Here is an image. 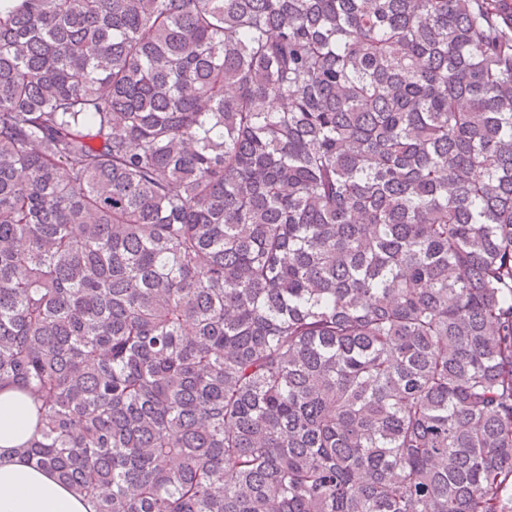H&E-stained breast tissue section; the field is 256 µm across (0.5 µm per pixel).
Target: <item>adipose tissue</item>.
Here are the masks:
<instances>
[{"mask_svg": "<svg viewBox=\"0 0 512 512\" xmlns=\"http://www.w3.org/2000/svg\"><path fill=\"white\" fill-rule=\"evenodd\" d=\"M36 405L21 392L0 389V512H91L56 475L32 467L20 448L34 434Z\"/></svg>", "mask_w": 512, "mask_h": 512, "instance_id": "obj_1", "label": "adipose tissue"}]
</instances>
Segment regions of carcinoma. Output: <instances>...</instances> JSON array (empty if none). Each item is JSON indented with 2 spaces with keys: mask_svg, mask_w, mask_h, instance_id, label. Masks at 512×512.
Instances as JSON below:
<instances>
[{
  "mask_svg": "<svg viewBox=\"0 0 512 512\" xmlns=\"http://www.w3.org/2000/svg\"><path fill=\"white\" fill-rule=\"evenodd\" d=\"M93 512H512L502 0H0V387Z\"/></svg>",
  "mask_w": 512,
  "mask_h": 512,
  "instance_id": "obj_1",
  "label": "carcinoma"
}]
</instances>
